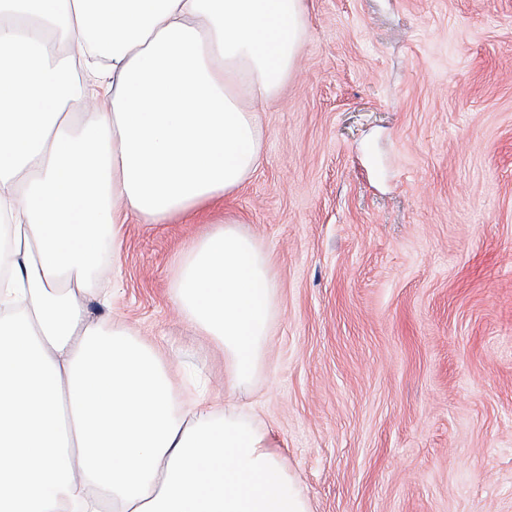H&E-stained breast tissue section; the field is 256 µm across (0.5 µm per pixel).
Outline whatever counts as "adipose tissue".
<instances>
[{
    "label": "adipose tissue",
    "mask_w": 512,
    "mask_h": 512,
    "mask_svg": "<svg viewBox=\"0 0 512 512\" xmlns=\"http://www.w3.org/2000/svg\"><path fill=\"white\" fill-rule=\"evenodd\" d=\"M304 0H0V512H310L231 393L276 282L237 223L188 242L177 313L224 350L185 400L132 327L91 321L124 227L195 217L262 158L258 114L301 53ZM102 90L91 108L88 85Z\"/></svg>",
    "instance_id": "ef3b65f1"
}]
</instances>
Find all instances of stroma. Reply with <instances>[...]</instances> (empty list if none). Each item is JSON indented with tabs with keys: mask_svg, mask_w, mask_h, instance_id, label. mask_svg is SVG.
Instances as JSON below:
<instances>
[{
	"mask_svg": "<svg viewBox=\"0 0 512 512\" xmlns=\"http://www.w3.org/2000/svg\"><path fill=\"white\" fill-rule=\"evenodd\" d=\"M257 170L193 223L129 224L92 320L224 355L180 320L188 241L239 222L278 285L255 414L311 512H512V0H305Z\"/></svg>",
	"mask_w": 512,
	"mask_h": 512,
	"instance_id": "35a3bbf8",
	"label": "stroma"
}]
</instances>
